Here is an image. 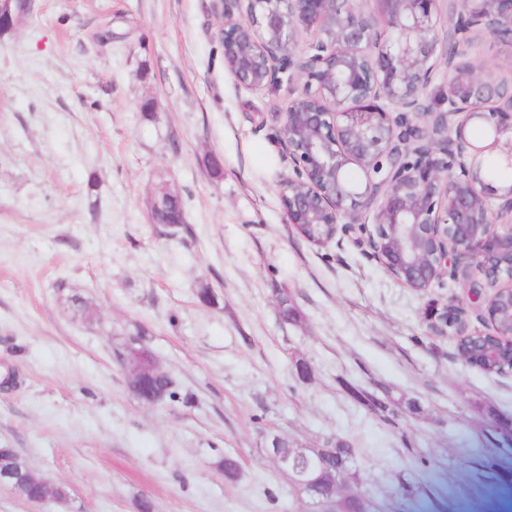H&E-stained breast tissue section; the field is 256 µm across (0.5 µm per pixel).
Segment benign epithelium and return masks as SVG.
<instances>
[{
	"label": "benign epithelium",
	"mask_w": 512,
	"mask_h": 512,
	"mask_svg": "<svg viewBox=\"0 0 512 512\" xmlns=\"http://www.w3.org/2000/svg\"><path fill=\"white\" fill-rule=\"evenodd\" d=\"M372 0H222L218 33L224 66L248 89L274 84L278 74L303 78L285 112L282 143L294 175L281 188L288 223L324 246L360 226L374 257L396 279L424 290L444 276H478L465 289L484 330L470 328L464 309L449 305L438 320L473 340L460 354L471 366L493 361L512 336L490 344L499 324L512 323V184L484 172L497 158L512 170V81L498 79L468 53L448 50L486 33L512 40V0H461L450 28L441 23L445 0H379L391 37L381 40ZM32 0H0V35L14 31ZM316 37L301 46L298 34ZM448 74L441 103L429 89ZM487 135L475 143L468 126ZM132 341L121 354L129 378L150 366ZM271 433L267 454L318 505L336 499L349 480L328 448L283 451ZM348 512H376L363 494L347 495Z\"/></svg>",
	"instance_id": "obj_1"
}]
</instances>
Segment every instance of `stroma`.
<instances>
[{"label": "stroma", "instance_id": "1", "mask_svg": "<svg viewBox=\"0 0 512 512\" xmlns=\"http://www.w3.org/2000/svg\"><path fill=\"white\" fill-rule=\"evenodd\" d=\"M217 5L34 0L0 36V376L15 373L0 448L69 489L31 503L0 487V512H315L268 457L272 432L349 441L383 512H512L497 429L512 372L467 366L453 329L431 328L464 300L451 279L417 292L355 236L321 247L288 224L290 89L227 72ZM470 52L512 78V44L483 36ZM165 193L183 223H152ZM139 332L176 400L131 392L120 354ZM355 389L389 391L391 421ZM418 457L432 478L411 500Z\"/></svg>", "mask_w": 512, "mask_h": 512}]
</instances>
